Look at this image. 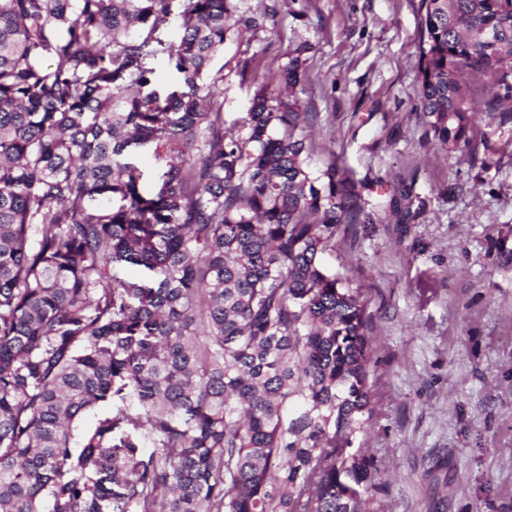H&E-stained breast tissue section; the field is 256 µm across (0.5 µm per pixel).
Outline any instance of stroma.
<instances>
[{
	"label": "stroma",
	"instance_id": "1",
	"mask_svg": "<svg viewBox=\"0 0 512 512\" xmlns=\"http://www.w3.org/2000/svg\"><path fill=\"white\" fill-rule=\"evenodd\" d=\"M237 4L264 22L228 35L216 62L225 130L245 135L255 90L279 91L278 65L308 43L310 167L338 165L355 193L356 219L321 260L370 316L376 386L354 445L380 471L374 507L512 512V123L477 113L470 145L450 153L427 135L419 0Z\"/></svg>",
	"mask_w": 512,
	"mask_h": 512
}]
</instances>
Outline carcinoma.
Wrapping results in <instances>:
<instances>
[{"label": "carcinoma", "mask_w": 512, "mask_h": 512, "mask_svg": "<svg viewBox=\"0 0 512 512\" xmlns=\"http://www.w3.org/2000/svg\"><path fill=\"white\" fill-rule=\"evenodd\" d=\"M173 2L0 0V512H372L368 316L321 261L353 192L308 165L306 46L229 137L210 66L237 5ZM420 12L436 144L482 105L512 122V0Z\"/></svg>", "instance_id": "obj_1"}]
</instances>
